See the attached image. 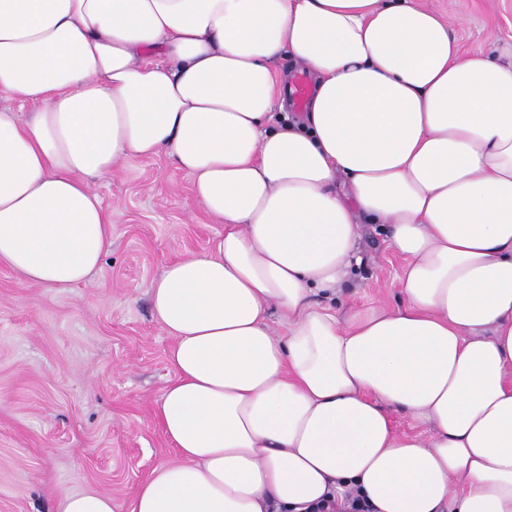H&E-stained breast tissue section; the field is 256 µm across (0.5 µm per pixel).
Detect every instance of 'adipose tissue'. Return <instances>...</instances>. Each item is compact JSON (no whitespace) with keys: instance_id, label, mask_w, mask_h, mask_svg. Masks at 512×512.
<instances>
[{"instance_id":"adipose-tissue-1","label":"adipose tissue","mask_w":512,"mask_h":512,"mask_svg":"<svg viewBox=\"0 0 512 512\" xmlns=\"http://www.w3.org/2000/svg\"><path fill=\"white\" fill-rule=\"evenodd\" d=\"M290 58L313 85L276 120ZM0 266L85 282L117 227L94 188L162 152L224 226L150 286L175 458L120 508L512 512V62L422 0H0ZM31 107L17 121L14 107ZM401 304L337 316L361 223ZM428 424L397 431L387 410ZM330 503H318L316 506L308 507L309 510L313 512H371V506L366 501V499L359 494V491H356L355 495L347 494L344 498V501L341 504L336 503L335 501H326ZM332 509V511H327V509Z\"/></svg>"}]
</instances>
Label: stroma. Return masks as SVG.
Listing matches in <instances>:
<instances>
[{
	"label": "stroma",
	"instance_id": "35a3bbf8",
	"mask_svg": "<svg viewBox=\"0 0 512 512\" xmlns=\"http://www.w3.org/2000/svg\"><path fill=\"white\" fill-rule=\"evenodd\" d=\"M454 21L462 49L512 61V0H424ZM166 155L131 159L95 184L118 226L100 268L58 290L0 267V512H56L66 493L126 504L174 451L155 420L174 377L172 339L148 288L164 265L209 249L224 227ZM361 263L338 291V315L400 300L403 257L379 224L363 225Z\"/></svg>",
	"mask_w": 512,
	"mask_h": 512
}]
</instances>
